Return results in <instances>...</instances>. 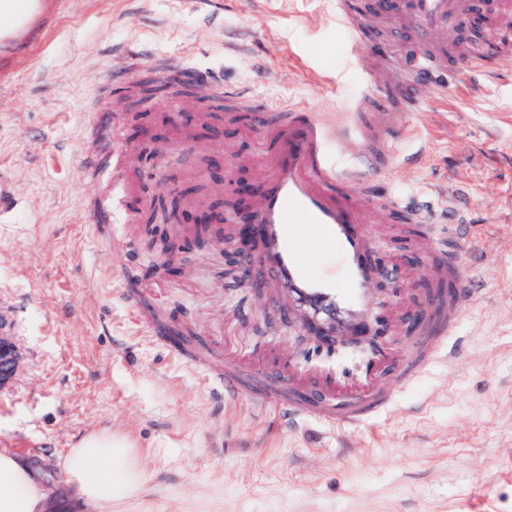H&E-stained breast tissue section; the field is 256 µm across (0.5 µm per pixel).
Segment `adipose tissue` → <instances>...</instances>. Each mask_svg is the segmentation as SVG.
I'll return each instance as SVG.
<instances>
[{"label":"adipose tissue","instance_id":"ef3b65f1","mask_svg":"<svg viewBox=\"0 0 512 512\" xmlns=\"http://www.w3.org/2000/svg\"><path fill=\"white\" fill-rule=\"evenodd\" d=\"M70 498L110 512L113 502L136 495L142 473L125 441L101 432L83 438L61 463ZM47 490L20 455L0 451V512H44Z\"/></svg>","mask_w":512,"mask_h":512}]
</instances>
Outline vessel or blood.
<instances>
[{
  "instance_id": "1",
  "label": "vessel or blood",
  "mask_w": 512,
  "mask_h": 512,
  "mask_svg": "<svg viewBox=\"0 0 512 512\" xmlns=\"http://www.w3.org/2000/svg\"><path fill=\"white\" fill-rule=\"evenodd\" d=\"M372 12L381 20L411 28L421 39L416 58L415 76L388 86L387 96L396 111L420 108L421 87L433 84L434 76L448 61L467 73L497 79L500 71L512 72V53L501 48H487L476 55L457 51V36L452 27L456 18L472 14L475 0H372ZM493 24L503 35L512 34V0H491ZM336 19L350 41L364 38L366 30L354 0H336ZM255 121L273 140L266 157V172L253 198V212L262 239L260 261L270 267L292 299L310 306L328 319L359 320L367 311L370 284L365 261L371 239L363 227L364 216L374 207L370 199L357 194L362 182L378 173L372 159L360 166L337 168L329 151L330 135L361 138L362 125L337 128L329 132L326 123L304 109L289 108L276 112L257 111ZM309 224L319 247L334 256L325 270H313L301 256V242L294 221ZM482 240L469 236L449 241L435 252L433 282L448 286V296L427 307L415 321L413 336L424 339L421 347L411 348L407 360L393 376L397 385H405L435 363L455 361V349L448 340L453 336L462 310L458 295L478 301L475 284L481 278L478 267L460 270L461 254L482 249ZM22 349L5 346L0 350V392L14 383L16 364L24 363ZM394 394L379 388L345 398L303 397L301 391L272 392L268 403L274 410L292 416H314L323 426L356 428L377 415L393 400Z\"/></svg>"
}]
</instances>
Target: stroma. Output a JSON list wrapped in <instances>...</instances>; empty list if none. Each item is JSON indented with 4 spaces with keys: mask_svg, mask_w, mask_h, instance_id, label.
<instances>
[{
    "mask_svg": "<svg viewBox=\"0 0 512 512\" xmlns=\"http://www.w3.org/2000/svg\"><path fill=\"white\" fill-rule=\"evenodd\" d=\"M382 57L365 60L336 23L332 0H42L39 13L0 43V180L12 209L0 222V285L23 298L18 342L27 363L0 394V449L41 460L67 494L59 463L94 431L126 438L143 491L112 512H512V75L488 82L448 67L421 90V110L388 112L395 134L338 140L336 163L371 156L383 171L362 195L391 194L434 211L459 208L484 251L483 305L465 309L455 367L436 364L358 428L330 429L274 412L245 395L224 398L225 362L257 367L264 354L310 360L361 388L365 353L311 352L288 340L286 295L229 287L208 248L184 256L176 276L157 268L133 202L155 200L162 176L187 188L185 208L220 200L224 178L264 174L270 146L233 93L268 105L300 102L331 124L369 120L359 106L374 85L406 78L411 31L381 25ZM141 55L139 78L187 69L224 102L207 128L184 114L192 98H130L112 54ZM112 113L100 168L84 177L89 122ZM148 129L168 157L161 170L128 139ZM136 177L105 225L88 223L90 199L112 190L113 156ZM372 261L398 266L405 285L429 276L420 228L391 211L366 216Z\"/></svg>",
    "mask_w": 512,
    "mask_h": 512,
    "instance_id": "1",
    "label": "stroma"
}]
</instances>
